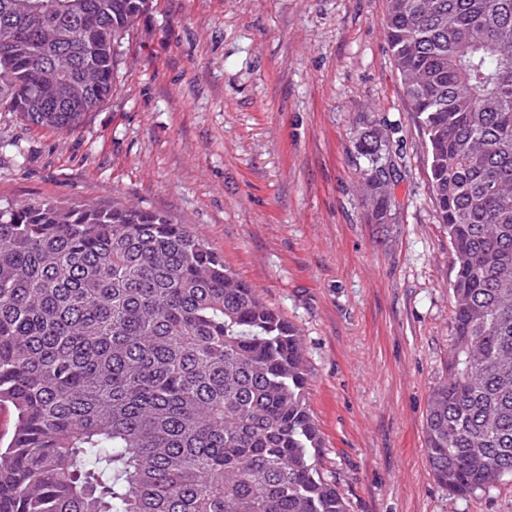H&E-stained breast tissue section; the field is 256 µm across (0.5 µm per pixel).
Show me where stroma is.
<instances>
[{"mask_svg": "<svg viewBox=\"0 0 512 512\" xmlns=\"http://www.w3.org/2000/svg\"><path fill=\"white\" fill-rule=\"evenodd\" d=\"M387 0H153L109 98L77 130L0 112V205L166 213L302 338L320 465L349 512H512V480L449 497L425 455L452 343L451 249ZM381 122L402 177L375 222L359 134Z\"/></svg>", "mask_w": 512, "mask_h": 512, "instance_id": "stroma-1", "label": "stroma"}]
</instances>
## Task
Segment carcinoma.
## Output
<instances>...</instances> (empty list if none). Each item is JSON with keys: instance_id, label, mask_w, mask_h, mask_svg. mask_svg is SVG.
<instances>
[{"instance_id": "obj_1", "label": "carcinoma", "mask_w": 512, "mask_h": 512, "mask_svg": "<svg viewBox=\"0 0 512 512\" xmlns=\"http://www.w3.org/2000/svg\"><path fill=\"white\" fill-rule=\"evenodd\" d=\"M0 0V108L75 130L112 91L151 0ZM73 39L42 50V22ZM383 26L426 138L451 249L446 377L426 455L455 497L512 478V0H388ZM88 65L80 103L45 85ZM377 223L401 178L379 125L357 139ZM297 328L163 212L0 206V512H348L318 466Z\"/></svg>"}]
</instances>
